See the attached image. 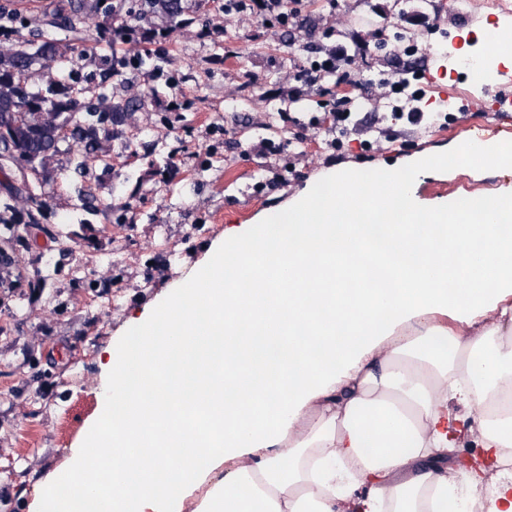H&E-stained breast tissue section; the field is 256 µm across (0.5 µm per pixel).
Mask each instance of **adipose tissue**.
Segmentation results:
<instances>
[{"label":"adipose tissue","mask_w":512,"mask_h":512,"mask_svg":"<svg viewBox=\"0 0 512 512\" xmlns=\"http://www.w3.org/2000/svg\"><path fill=\"white\" fill-rule=\"evenodd\" d=\"M350 198V212L327 195L313 205L314 223H265L223 242L207 274L170 300L177 343L157 334L164 312L140 321L111 358V398L68 464L45 477L32 512H341L339 491L355 479L369 488L364 512L386 501L393 512H447L453 477L430 458L448 450L439 425L449 400L506 405L512 428V348L499 341L512 333V306L502 302L512 289V194L439 207L419 224L389 193L377 202L400 228L380 234L362 196ZM467 238L480 249L463 252ZM364 240L373 260L361 267ZM353 269L363 285L351 291ZM483 301L498 303L499 317L477 334L428 325L404 343L384 342L397 320L462 315ZM201 303L203 321L194 314ZM245 322L259 334L240 339ZM174 354L191 418L163 395L131 389L152 384ZM228 378L238 390L229 405ZM166 448L180 456L178 470L163 466ZM95 461L109 469L111 490L91 492Z\"/></svg>","instance_id":"obj_1"}]
</instances>
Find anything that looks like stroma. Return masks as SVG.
<instances>
[{"label":"stroma","instance_id":"obj_1","mask_svg":"<svg viewBox=\"0 0 512 512\" xmlns=\"http://www.w3.org/2000/svg\"><path fill=\"white\" fill-rule=\"evenodd\" d=\"M88 2L89 20L71 31L56 23L62 0H49L36 12L19 8L17 0H0V11L13 14L15 27L14 34H0V49L14 44L19 31L34 43L54 41L68 49L61 61L33 66L31 88L50 81L76 84L84 90L82 105L99 109L125 99L145 101L110 144L112 169L99 192L111 199L112 218L96 221L108 245L84 255L95 277L113 279L109 293L71 292L62 310L44 298L21 299L11 314L0 313V325L8 328L0 335V512H29L42 479L66 464L70 448L83 440L88 420L97 414L112 346L200 273L230 229L295 212L313 203L326 181L369 174L395 182L408 168L416 171L420 209L483 193L489 184L497 196L512 191V166L448 164L460 145L494 141L500 124L479 115L458 124L445 113L463 97L483 93L456 70L448 50L456 24L483 34L493 30L483 10L465 7L452 16L448 0L407 4L409 13L439 17L437 27L425 33L420 63L427 76L423 107L440 113L434 127L411 130L405 118L387 111L379 148L366 149L351 134L342 156L333 159L324 141L334 132L310 129L318 108L309 101L297 113L298 124L282 125L277 139L283 151L263 158L251 147L268 136L274 102L263 96L261 83L286 78L284 57L303 56L305 45L322 41L329 26H382L392 0H312L302 31L288 44L283 29L243 15L225 19L214 0H185L183 17L172 22L135 18L128 0ZM121 21L141 30H168L160 57L126 66V59L143 55L145 45L113 41L112 28ZM247 72L260 80L249 92L240 87ZM179 95L190 104L175 117L165 106ZM215 120L227 130L221 147L209 133ZM273 172L283 175V184L256 193L255 184Z\"/></svg>","mask_w":512,"mask_h":512}]
</instances>
